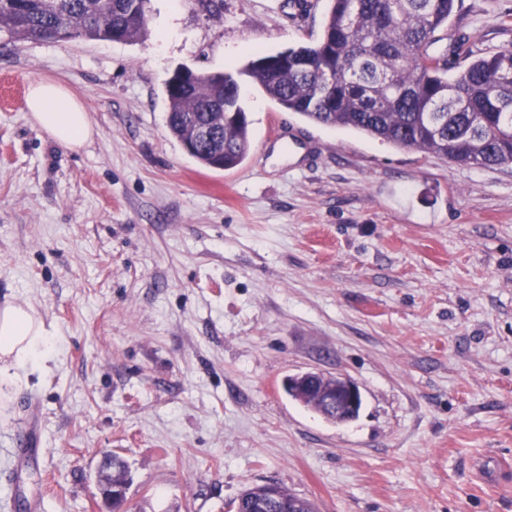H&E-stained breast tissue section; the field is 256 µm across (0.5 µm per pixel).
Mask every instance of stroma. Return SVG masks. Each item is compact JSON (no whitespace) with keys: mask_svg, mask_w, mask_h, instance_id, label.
I'll return each mask as SVG.
<instances>
[{"mask_svg":"<svg viewBox=\"0 0 512 512\" xmlns=\"http://www.w3.org/2000/svg\"><path fill=\"white\" fill-rule=\"evenodd\" d=\"M308 3L149 0L136 43L0 31V306L49 331L0 388V512H108L106 451L129 512H231L267 481L318 512H512V165L282 110L242 69L315 43L329 2ZM447 34L512 48V0H456ZM181 68L237 75L235 168L170 135ZM42 78L83 104L81 147L31 121ZM305 371L355 380L359 416L288 398ZM103 458L108 461L107 467L102 465L98 471L99 491L108 507H112V493L118 487L130 485V476L126 461L118 454L106 452ZM112 462V467L110 466Z\"/></svg>","mask_w":512,"mask_h":512,"instance_id":"1","label":"stroma"}]
</instances>
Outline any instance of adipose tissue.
Wrapping results in <instances>:
<instances>
[{
  "label": "adipose tissue",
  "instance_id": "adipose-tissue-1",
  "mask_svg": "<svg viewBox=\"0 0 512 512\" xmlns=\"http://www.w3.org/2000/svg\"><path fill=\"white\" fill-rule=\"evenodd\" d=\"M27 108L33 123L60 145L76 148L93 134L82 104L55 82L32 83ZM45 335L42 322L23 306L0 309V384L19 381V368L35 355Z\"/></svg>",
  "mask_w": 512,
  "mask_h": 512
}]
</instances>
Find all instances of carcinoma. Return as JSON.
<instances>
[{
	"instance_id": "1",
	"label": "carcinoma",
	"mask_w": 512,
	"mask_h": 512,
	"mask_svg": "<svg viewBox=\"0 0 512 512\" xmlns=\"http://www.w3.org/2000/svg\"><path fill=\"white\" fill-rule=\"evenodd\" d=\"M148 0H0V28L19 39L57 43L91 39L133 43L148 28ZM323 32L313 45L259 55L241 70L286 112L354 129L465 166L512 164V49L477 53L466 41L443 43L455 0H329ZM465 66L454 76L448 72ZM166 126L179 142L224 108V168L238 166L250 147L239 83L212 72L166 92ZM99 491L130 485L126 461L106 452ZM255 487L235 512H258Z\"/></svg>"
}]
</instances>
